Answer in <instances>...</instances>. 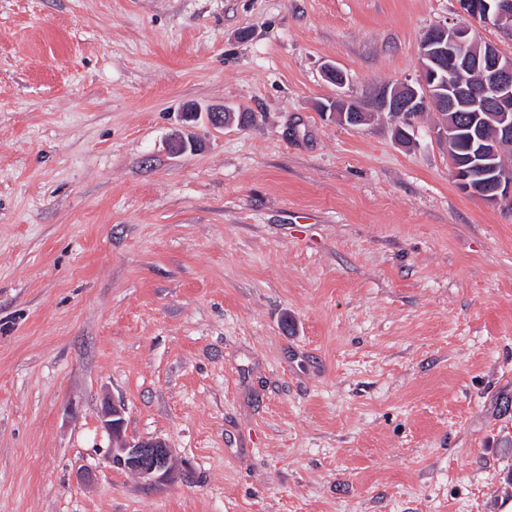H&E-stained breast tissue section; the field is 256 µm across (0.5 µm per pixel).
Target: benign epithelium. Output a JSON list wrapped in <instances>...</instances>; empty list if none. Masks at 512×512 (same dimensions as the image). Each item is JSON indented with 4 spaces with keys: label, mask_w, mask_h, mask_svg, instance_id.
Returning a JSON list of instances; mask_svg holds the SVG:
<instances>
[{
    "label": "benign epithelium",
    "mask_w": 512,
    "mask_h": 512,
    "mask_svg": "<svg viewBox=\"0 0 512 512\" xmlns=\"http://www.w3.org/2000/svg\"><path fill=\"white\" fill-rule=\"evenodd\" d=\"M458 9L474 21L490 24L512 36V0H457ZM377 111L390 116L433 112L438 115L436 134L446 145L457 141L462 112H476L496 137L479 139V149L449 154L450 172L458 188L495 205L512 201V177L500 171V160L512 153V58L498 45L485 42L467 25L438 24L422 39L416 81L382 86L375 99ZM321 111L345 125L369 122L365 111L342 92L321 105ZM216 127L244 126L246 117L234 111L209 112ZM102 424L112 437V463L135 472L146 481L161 478L168 470L169 450L162 440L131 442L124 437V411L105 400Z\"/></svg>",
    "instance_id": "1"
}]
</instances>
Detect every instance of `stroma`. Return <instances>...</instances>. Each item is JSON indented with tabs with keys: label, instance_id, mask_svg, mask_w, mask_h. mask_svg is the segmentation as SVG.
<instances>
[{
	"label": "stroma",
	"instance_id": "1",
	"mask_svg": "<svg viewBox=\"0 0 512 512\" xmlns=\"http://www.w3.org/2000/svg\"><path fill=\"white\" fill-rule=\"evenodd\" d=\"M460 20L0 0V512H505L512 204L457 189L432 116L403 146L316 108L324 64L364 102ZM108 398L164 478L112 465Z\"/></svg>",
	"mask_w": 512,
	"mask_h": 512
}]
</instances>
